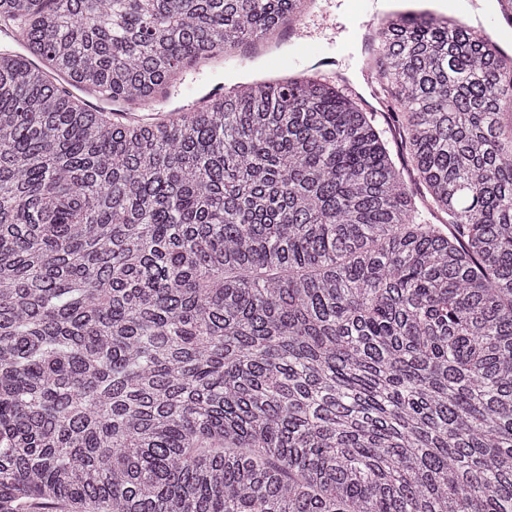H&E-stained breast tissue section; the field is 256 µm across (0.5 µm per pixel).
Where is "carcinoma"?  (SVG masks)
<instances>
[{
  "mask_svg": "<svg viewBox=\"0 0 512 512\" xmlns=\"http://www.w3.org/2000/svg\"><path fill=\"white\" fill-rule=\"evenodd\" d=\"M307 7L0 0V512H512V54L385 13L409 171L331 77L53 79L132 105Z\"/></svg>",
  "mask_w": 512,
  "mask_h": 512,
  "instance_id": "obj_1",
  "label": "carcinoma"
}]
</instances>
